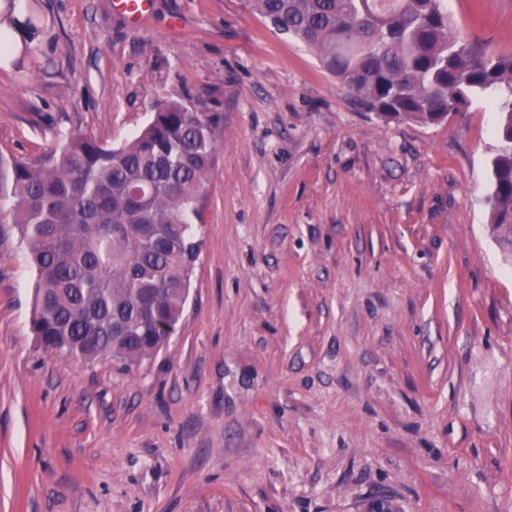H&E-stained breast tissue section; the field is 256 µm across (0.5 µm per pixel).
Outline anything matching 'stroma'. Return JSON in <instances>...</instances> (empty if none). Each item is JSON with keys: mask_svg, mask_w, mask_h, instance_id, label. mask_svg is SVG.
<instances>
[{"mask_svg": "<svg viewBox=\"0 0 512 512\" xmlns=\"http://www.w3.org/2000/svg\"><path fill=\"white\" fill-rule=\"evenodd\" d=\"M0 155L120 146L159 100L215 112L200 254L167 346L45 350L0 236V512H512V256L484 202L498 114L364 111L249 0H31ZM512 53V0H447ZM113 5L124 15L131 27L137 28L148 19L152 0H114Z\"/></svg>", "mask_w": 512, "mask_h": 512, "instance_id": "35a3bbf8", "label": "stroma"}]
</instances>
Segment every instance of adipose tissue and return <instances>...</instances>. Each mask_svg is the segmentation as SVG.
Segmentation results:
<instances>
[{"label": "adipose tissue", "mask_w": 512, "mask_h": 512, "mask_svg": "<svg viewBox=\"0 0 512 512\" xmlns=\"http://www.w3.org/2000/svg\"><path fill=\"white\" fill-rule=\"evenodd\" d=\"M27 15L26 0H13L9 6L0 0V72L14 71L41 38L38 31L26 27Z\"/></svg>", "instance_id": "ef3b65f1"}]
</instances>
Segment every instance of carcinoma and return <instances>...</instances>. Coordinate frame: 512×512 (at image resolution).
I'll return each instance as SVG.
<instances>
[{
    "label": "carcinoma",
    "instance_id": "1",
    "mask_svg": "<svg viewBox=\"0 0 512 512\" xmlns=\"http://www.w3.org/2000/svg\"><path fill=\"white\" fill-rule=\"evenodd\" d=\"M386 121L438 124L478 98L499 114L486 197L512 246V53L450 31L445 0H253ZM223 118L159 101L119 147L73 134L58 156L0 158V211L36 273L31 331L47 350L134 365L176 328L199 254L193 224Z\"/></svg>",
    "mask_w": 512,
    "mask_h": 512
}]
</instances>
